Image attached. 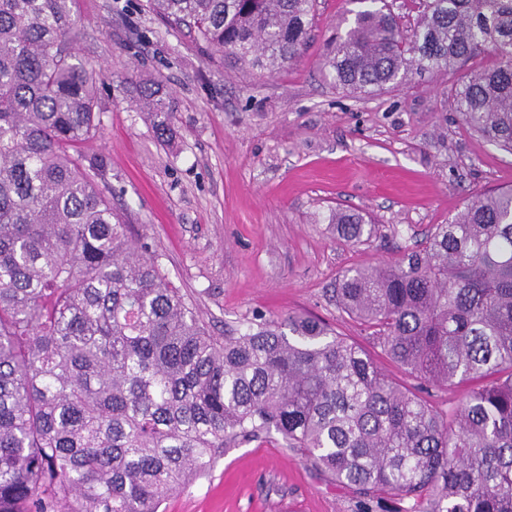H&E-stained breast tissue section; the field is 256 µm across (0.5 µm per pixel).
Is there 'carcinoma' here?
Instances as JSON below:
<instances>
[{
	"instance_id": "obj_1",
	"label": "carcinoma",
	"mask_w": 512,
	"mask_h": 512,
	"mask_svg": "<svg viewBox=\"0 0 512 512\" xmlns=\"http://www.w3.org/2000/svg\"><path fill=\"white\" fill-rule=\"evenodd\" d=\"M72 0H0V512H160L224 449L273 432L398 512H512V186L467 202L396 261L349 269L337 306L420 386L468 384L448 414L310 315L228 336L202 320L112 210L96 132L100 73L71 51ZM235 67L273 73L316 0H149ZM326 45L337 86L380 92L415 66L473 69L448 89L467 128L512 153V0H425L405 33L384 0ZM140 102L172 115L158 90ZM339 239L379 225L341 208ZM412 502L405 508L401 503Z\"/></svg>"
}]
</instances>
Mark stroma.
Listing matches in <instances>:
<instances>
[{"instance_id": "35a3bbf8", "label": "stroma", "mask_w": 512, "mask_h": 512, "mask_svg": "<svg viewBox=\"0 0 512 512\" xmlns=\"http://www.w3.org/2000/svg\"><path fill=\"white\" fill-rule=\"evenodd\" d=\"M361 0H318L300 58L278 73L225 66L148 0H74L75 47L100 67L97 131L78 151L103 158L112 204L211 333L294 311L325 320L372 356L370 333L332 289L348 269L398 259L475 195L512 186V153L471 133L448 95L458 71L410 74L373 95L348 93L323 66ZM159 82L173 110L167 138L133 97ZM381 227L350 246L327 229L332 208ZM397 384L442 410L469 387H423L391 363ZM357 512L353 491L317 471L278 434L225 449L164 503L165 512Z\"/></svg>"}]
</instances>
